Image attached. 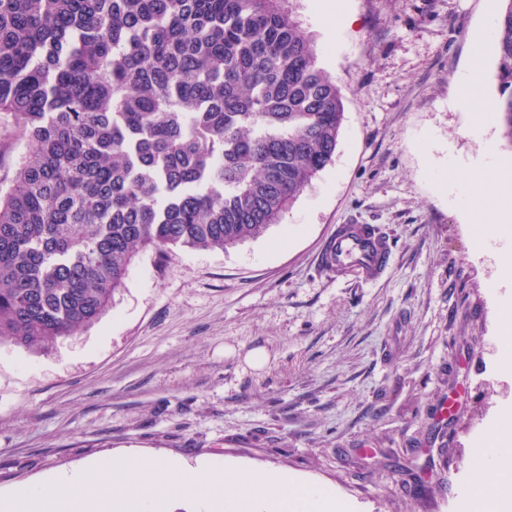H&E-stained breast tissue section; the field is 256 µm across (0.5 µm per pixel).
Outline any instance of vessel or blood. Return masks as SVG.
<instances>
[{"mask_svg": "<svg viewBox=\"0 0 512 512\" xmlns=\"http://www.w3.org/2000/svg\"><path fill=\"white\" fill-rule=\"evenodd\" d=\"M389 259L387 239L367 224L339 226L319 256L321 266L328 271H351L366 282L378 279Z\"/></svg>", "mask_w": 512, "mask_h": 512, "instance_id": "vessel-or-blood-1", "label": "vessel or blood"}]
</instances>
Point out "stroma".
<instances>
[{
	"instance_id": "1",
	"label": "stroma",
	"mask_w": 512,
	"mask_h": 512,
	"mask_svg": "<svg viewBox=\"0 0 512 512\" xmlns=\"http://www.w3.org/2000/svg\"><path fill=\"white\" fill-rule=\"evenodd\" d=\"M331 2L340 35L294 0L344 96L332 163L257 239L139 252L108 312L51 352L0 344L1 492L132 449L320 482L348 512H464L474 443L512 422V284L498 239L437 178L491 156L512 167L499 124L449 106L476 56L472 109L494 101L496 57L476 39L506 2ZM341 224L389 239L377 281L319 265Z\"/></svg>"
}]
</instances>
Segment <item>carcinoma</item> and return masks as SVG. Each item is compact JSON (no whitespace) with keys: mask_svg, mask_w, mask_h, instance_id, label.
Listing matches in <instances>:
<instances>
[{"mask_svg":"<svg viewBox=\"0 0 512 512\" xmlns=\"http://www.w3.org/2000/svg\"><path fill=\"white\" fill-rule=\"evenodd\" d=\"M292 0H0V342L34 352L109 308L140 250L222 251L333 161L341 89ZM512 141V0L493 31ZM21 144L10 118L0 114V177L12 176Z\"/></svg>","mask_w":512,"mask_h":512,"instance_id":"cac0c4a2","label":"carcinoma"}]
</instances>
